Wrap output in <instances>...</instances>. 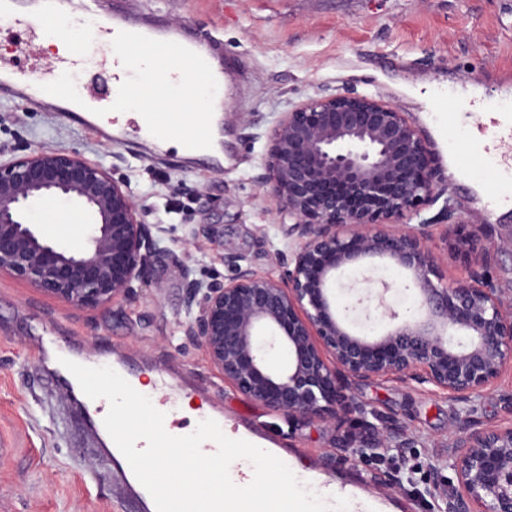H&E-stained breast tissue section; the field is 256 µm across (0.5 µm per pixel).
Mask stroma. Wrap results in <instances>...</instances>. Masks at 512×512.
Segmentation results:
<instances>
[{
    "label": "stroma",
    "instance_id": "35a3bbf8",
    "mask_svg": "<svg viewBox=\"0 0 512 512\" xmlns=\"http://www.w3.org/2000/svg\"><path fill=\"white\" fill-rule=\"evenodd\" d=\"M140 17L187 24L212 33L216 47L240 65V93L225 113L224 145L236 162L222 169L189 166L168 152L113 146L45 109L0 100V160L38 148L75 151L114 169L147 211L148 222L170 227L169 251L151 259L150 279L134 301L75 310L29 283L0 274V512H134L112 475L96 463L93 434L81 425L60 429L56 412L72 401L38 368V340L81 350L93 361L125 355L131 370L153 364L182 377L195 399L224 411L225 427L244 419L298 453V465L323 476L335 494L374 496L379 512H425L407 488L374 484L373 467L337 464L330 458L334 432L321 421L291 422L225 385L205 351L190 343L185 321L182 267L196 259L200 276L224 278L227 253L255 269H275L274 250L290 224L262 196V173L270 130L281 115L308 97L354 92L396 105L425 134L435 155L442 194L414 216L432 226L431 248L442 282L468 275L472 256L447 247L443 210L465 230L487 227L488 239L512 236V217L490 218L472 205L467 181L449 176L448 148L471 161L474 131L448 127L454 105L447 81L476 85L484 109L501 107V87L512 82V0H107ZM30 217L53 237L69 243L86 217L52 200L32 204ZM189 239L182 248L181 239ZM400 280L399 270L375 264L348 270L336 283L341 300L364 296L365 278ZM512 392V370L467 404L449 401L414 383L378 379L357 386L356 401L368 423L398 419L414 438L405 457L427 465L434 448L454 434L462 417L480 426L512 424L503 395Z\"/></svg>",
    "mask_w": 512,
    "mask_h": 512
}]
</instances>
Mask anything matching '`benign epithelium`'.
<instances>
[{"label":"benign epithelium","instance_id":"benign-epithelium-1","mask_svg":"<svg viewBox=\"0 0 512 512\" xmlns=\"http://www.w3.org/2000/svg\"><path fill=\"white\" fill-rule=\"evenodd\" d=\"M255 182L278 213L294 219L276 250L278 275L235 253L232 276L190 277L185 265L184 335L204 349L224 382L288 419L321 420L335 431L363 409L352 390L392 379L428 384L462 402L512 367V289L486 276L492 248L476 256L468 277L434 282L432 225L395 223L434 204L438 171L426 138L406 113L375 97L335 94L302 100L269 134L264 171ZM71 202L90 217L74 248L29 222L32 201ZM146 211L110 169L67 150L38 149L0 161V273L76 308L131 301L148 281L154 254L168 250L169 228ZM407 274L415 308L386 303L397 289L381 282L377 308L388 318L374 337L354 331L339 309L336 273L367 259ZM396 419L360 436L337 435L346 462L367 450L411 447ZM453 476L439 482L435 512H512V426L464 420L448 447Z\"/></svg>","mask_w":512,"mask_h":512}]
</instances>
